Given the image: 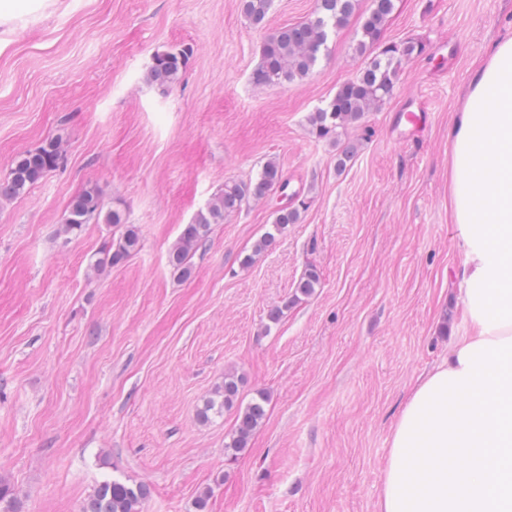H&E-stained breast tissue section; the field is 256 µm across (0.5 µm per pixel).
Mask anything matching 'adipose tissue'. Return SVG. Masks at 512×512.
Returning <instances> with one entry per match:
<instances>
[{"label": "adipose tissue", "instance_id": "obj_1", "mask_svg": "<svg viewBox=\"0 0 512 512\" xmlns=\"http://www.w3.org/2000/svg\"><path fill=\"white\" fill-rule=\"evenodd\" d=\"M464 327L390 433L377 512H512V32L448 127Z\"/></svg>", "mask_w": 512, "mask_h": 512}]
</instances>
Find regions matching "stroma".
Wrapping results in <instances>:
<instances>
[{
  "label": "stroma",
  "mask_w": 512,
  "mask_h": 512,
  "mask_svg": "<svg viewBox=\"0 0 512 512\" xmlns=\"http://www.w3.org/2000/svg\"><path fill=\"white\" fill-rule=\"evenodd\" d=\"M369 7L357 0L307 79L267 86L252 81L264 40L317 0H272L261 27L240 0H50L0 25V180L46 139L66 150L0 202V475L21 512H81L106 479L147 484L143 512H196L206 488V512H376L391 427L462 324L448 124L512 31V0H394L385 40L424 51L350 131L359 147L340 172L307 117L359 70ZM185 47L177 83H145L156 54ZM410 108L428 112L420 133L400 121ZM269 160L309 201L299 222L252 257L281 195L249 201L179 278L168 257L184 224ZM87 189L139 233L121 264L99 263L121 227L58 234ZM311 266L320 283L295 298ZM230 369L242 403L267 398L233 456L235 411L196 417Z\"/></svg>",
  "instance_id": "obj_1"
}]
</instances>
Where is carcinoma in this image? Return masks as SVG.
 I'll list each match as a JSON object with an SVG mask.
<instances>
[{"instance_id":"1","label":"carcinoma","mask_w":512,"mask_h":512,"mask_svg":"<svg viewBox=\"0 0 512 512\" xmlns=\"http://www.w3.org/2000/svg\"><path fill=\"white\" fill-rule=\"evenodd\" d=\"M356 0H318L315 16L272 33L261 47V60L252 73L259 85H281L302 81L312 72L319 55L328 49L329 33L345 27L355 8ZM242 12L255 27L262 26L267 18L271 0H241ZM394 7V0H371L363 17L355 54L363 58L357 74L343 82L324 108L311 113L307 122L312 134L318 138L338 142L339 136L349 126L358 123L365 113L384 104L394 91L403 62L423 52L420 42L392 43L384 41L387 19ZM188 51L159 53L154 57L145 81L165 89L176 83L187 64ZM357 152V144L349 141L336 152L337 170L343 171ZM63 162V147L58 139H48L38 148L24 153L15 163L5 180L0 182V202L26 194L32 186ZM286 185L279 164L267 161L254 180L229 181L206 209L199 211L193 221L184 225L177 242L169 253V264L182 278L191 274L192 255L210 234L211 225L224 223V215L240 209L249 199H260ZM301 202L288 209L275 212L273 231L265 233L254 245L253 254L246 258L250 263L255 256L273 245L276 235L290 224L300 220ZM125 223L124 215L117 209L104 210L99 195L85 190L70 203L61 233L78 235L85 224ZM139 246V234L126 226L117 241L105 244L103 258L97 266L117 265ZM320 280L313 267L307 269L296 285V294L273 307L269 319L277 321L298 300V295H311ZM240 380L233 372L224 373V384L217 388L197 411V419L207 423L226 410H236V424L230 441L224 445L233 455L243 451L255 430L265 417V398L261 397L244 407L239 406ZM149 489L144 484L127 485L117 480H104L84 502L81 512H142ZM0 512H18L17 495L11 484L0 476Z\"/></svg>"}]
</instances>
